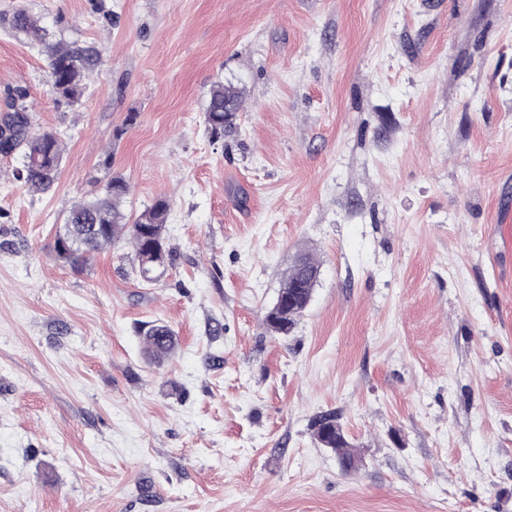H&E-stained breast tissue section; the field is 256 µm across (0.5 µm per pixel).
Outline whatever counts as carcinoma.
Instances as JSON below:
<instances>
[{
  "label": "carcinoma",
  "instance_id": "obj_1",
  "mask_svg": "<svg viewBox=\"0 0 512 512\" xmlns=\"http://www.w3.org/2000/svg\"><path fill=\"white\" fill-rule=\"evenodd\" d=\"M8 25L16 31L29 33L39 42L49 59V76L55 102L73 105L83 96L86 80L99 66L100 51L90 45L76 42L63 43L46 40L44 29L24 9H17L9 17ZM25 95L21 92L9 96L7 112L0 118V153L21 154V166L14 171L16 180L28 189L45 193L57 181L61 159L59 137L47 131L32 129ZM242 107V93L232 83L217 82L211 90L204 112L207 134L219 140L235 128L237 112ZM129 184L124 177L114 174L105 185V193L92 201L74 205L64 224L61 236H70L81 243L78 252H68L54 247L56 259L73 267L88 264L94 254L114 246L122 240H130L135 248L140 279L154 280L153 272L164 267L171 259V251L164 235L169 204L160 199L147 207L132 223L122 210ZM319 265L313 254L301 250L282 280L277 303L266 311L264 324L268 331L286 336L292 332L305 312L317 282ZM143 340L145 358L161 363L176 348L175 333L161 321L145 323L139 330ZM314 438L324 447L334 449L345 464V470L353 469L356 456L347 441L336 412H323L312 421Z\"/></svg>",
  "mask_w": 512,
  "mask_h": 512
}]
</instances>
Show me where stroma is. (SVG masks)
Instances as JSON below:
<instances>
[{
  "label": "stroma",
  "instance_id": "35a3bbf8",
  "mask_svg": "<svg viewBox=\"0 0 512 512\" xmlns=\"http://www.w3.org/2000/svg\"><path fill=\"white\" fill-rule=\"evenodd\" d=\"M424 2L0 0L102 51L59 105L0 26V101L63 143L45 193L0 156V512H512V0ZM219 80L243 107L214 141ZM115 173L128 220L169 203L155 282L125 241L54 256ZM302 249L312 301L270 335ZM145 358L151 363H161L176 348L175 333L169 325L161 321L144 323L140 330ZM312 431L314 438L324 448H334V452L346 465L344 471L354 468L356 456L351 449L352 446L347 441L343 428L339 422L336 412H323L317 415L312 421Z\"/></svg>",
  "mask_w": 512,
  "mask_h": 512
}]
</instances>
